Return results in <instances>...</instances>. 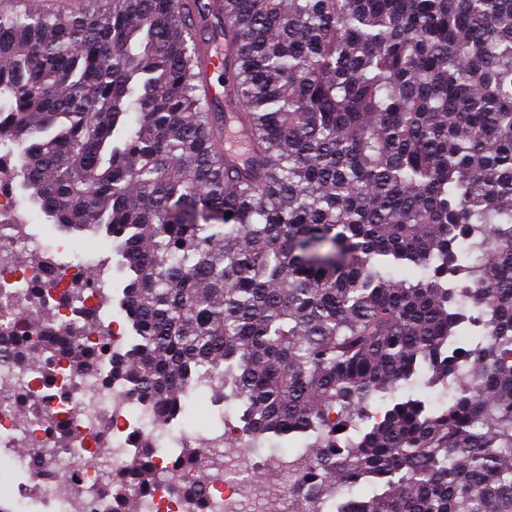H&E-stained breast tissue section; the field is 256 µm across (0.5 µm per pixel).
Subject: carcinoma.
Returning a JSON list of instances; mask_svg holds the SVG:
<instances>
[{"label":"carcinoma","instance_id":"obj_1","mask_svg":"<svg viewBox=\"0 0 512 512\" xmlns=\"http://www.w3.org/2000/svg\"><path fill=\"white\" fill-rule=\"evenodd\" d=\"M177 1L236 75L244 166ZM216 3L0 11L17 188L124 273L106 380L190 419L211 378L225 443L291 445L312 512H512V0ZM157 457L119 483L151 496Z\"/></svg>","mask_w":512,"mask_h":512}]
</instances>
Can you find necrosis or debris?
I'll use <instances>...</instances> for the list:
<instances>
[{
    "label": "necrosis or debris",
    "mask_w": 512,
    "mask_h": 512,
    "mask_svg": "<svg viewBox=\"0 0 512 512\" xmlns=\"http://www.w3.org/2000/svg\"><path fill=\"white\" fill-rule=\"evenodd\" d=\"M14 179L9 161H0V333H10L13 320L22 324L21 341L0 345V499L9 512H109L125 495L111 484L113 472L147 446L160 451L156 490L139 512H197L200 495L210 512H286L270 481L233 479L243 458L225 447L223 429L159 425L155 404L103 381L123 320L104 314L98 294L82 282L91 271L106 284L109 263L102 249L49 239L33 210L9 193ZM48 310L58 332L99 342L94 363L68 369L52 354L35 363L25 356L26 346L45 335L41 316ZM48 370L56 376L49 393L40 384ZM20 394L28 397L23 412L15 404ZM175 448L211 458L205 483L192 484L175 465Z\"/></svg>",
    "instance_id": "obj_1"
}]
</instances>
